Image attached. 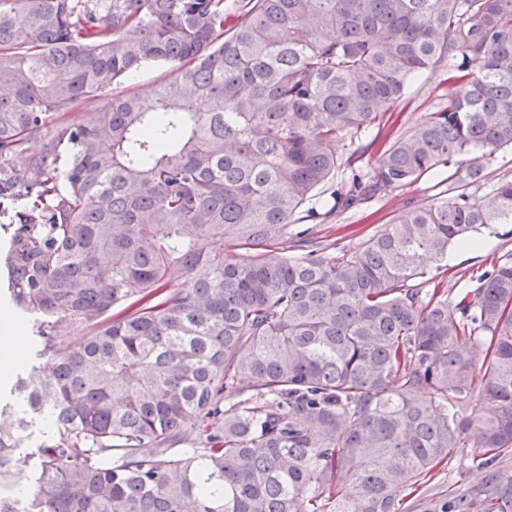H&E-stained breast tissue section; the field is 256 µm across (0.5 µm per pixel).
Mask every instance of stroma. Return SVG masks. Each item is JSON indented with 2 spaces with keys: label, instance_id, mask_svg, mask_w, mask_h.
I'll return each instance as SVG.
<instances>
[{
  "label": "stroma",
  "instance_id": "obj_1",
  "mask_svg": "<svg viewBox=\"0 0 512 512\" xmlns=\"http://www.w3.org/2000/svg\"><path fill=\"white\" fill-rule=\"evenodd\" d=\"M443 71L429 72L410 84L403 103L396 112L385 115L361 135L340 141L337 150L343 156H355L353 167L341 168L333 181L319 190L309 206L322 212L320 220L297 218V229H309L311 237L332 249H353L364 242L381 225L389 223L408 203L436 201L447 197L453 187L464 188L475 199H483L490 184L512 179V149L499 150L487 165L488 182L482 186L465 185L464 169L451 165L425 174L416 183L396 188L373 197L357 207L333 211L334 192L350 188L352 172L369 171L381 158L389 144L412 122L439 109L448 96ZM512 255V224L498 225L494 232H481L475 250L454 248L448 261L435 271L442 287H453L460 277L478 275L490 269L495 261Z\"/></svg>",
  "mask_w": 512,
  "mask_h": 512
}]
</instances>
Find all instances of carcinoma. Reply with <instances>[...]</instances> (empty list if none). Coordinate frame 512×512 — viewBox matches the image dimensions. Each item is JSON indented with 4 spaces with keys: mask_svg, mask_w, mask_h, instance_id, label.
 Wrapping results in <instances>:
<instances>
[{
    "mask_svg": "<svg viewBox=\"0 0 512 512\" xmlns=\"http://www.w3.org/2000/svg\"><path fill=\"white\" fill-rule=\"evenodd\" d=\"M450 58L443 107L333 211L439 166L484 181L512 147V0H0V204L25 201L0 293L37 346L0 401V483L54 426L0 512H512V259L427 287L512 224V180L353 251L276 252L336 143ZM149 64L151 97L70 118ZM38 432L34 433L30 438L25 441L24 447L16 449V454L21 455L27 463H25L21 467H17L15 470V474L12 477L11 481L6 484H0V496L1 497H13L22 494L23 492H18L17 490H23V481H19L17 485V481L19 477H22L25 480V490L28 489L30 473L38 466L39 464V455L37 452L38 445L40 442L45 439Z\"/></svg>",
    "mask_w": 512,
    "mask_h": 512,
    "instance_id": "1",
    "label": "carcinoma"
}]
</instances>
